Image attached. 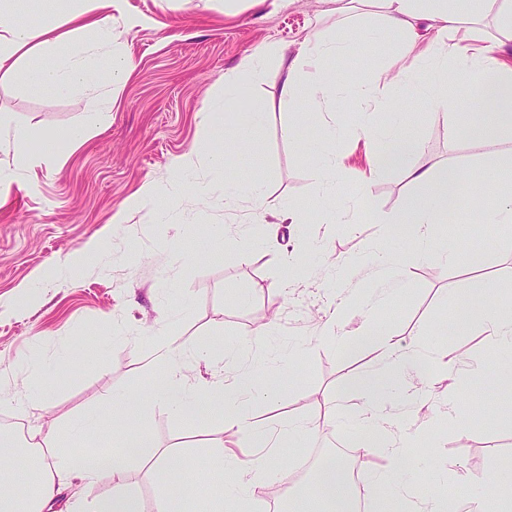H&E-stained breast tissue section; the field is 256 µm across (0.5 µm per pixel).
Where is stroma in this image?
I'll use <instances>...</instances> for the list:
<instances>
[{"mask_svg": "<svg viewBox=\"0 0 512 512\" xmlns=\"http://www.w3.org/2000/svg\"><path fill=\"white\" fill-rule=\"evenodd\" d=\"M112 15V48L133 66L124 84L62 95L0 75V114L34 133L22 149L0 135V168L18 176L0 200V432L24 439L31 427L52 421L64 429L96 400L144 389L155 336L175 333L192 344L221 346L248 342L265 324L264 344L246 366L257 381L281 383L274 401L252 406L257 427L275 417L315 420L334 399L345 400L336 425L284 443L282 460L296 465L311 449L338 444L355 450L358 468L373 465L369 449L377 439L358 429L359 402L345 394L372 366L374 352L316 345L313 320L328 313L332 295L387 292L388 281L367 258L379 237L388 252L411 260L409 285L381 305L379 327L392 341L419 346L421 363L409 379L427 388L417 416L393 410L391 429L410 434L428 418L435 433L407 452L400 481L422 490L445 483L468 496L477 491L469 477L512 472V394L488 382L508 361L480 325L465 332L447 326L458 307L485 304L487 281L499 283L502 301L512 300V224H482L461 209L454 223L437 225L438 237L460 247L483 240L466 267L419 253L409 238L381 235L379 216L425 188L403 168L367 182L370 147L358 132L366 117L343 101L335 112L345 134L338 192L348 216L326 232L319 213L327 191L310 149L322 136L323 117L282 96L280 59L269 52L276 46L296 54L318 29L351 33L352 53L327 60L326 70L341 87L377 84L395 70L393 35L366 36L346 15L329 12L326 0H122ZM257 50L267 53L260 77L225 97V75ZM379 99L368 118L416 136L421 148L412 165L439 174L460 166L465 198L481 194L492 205L512 195V136L471 140L464 134L468 112L430 106L411 84L380 86ZM95 103L103 124L81 141H65ZM258 108L264 125L229 174L260 182L268 206L294 207L307 218L282 232L272 249L253 222L252 200L225 211L209 150L211 140L244 128ZM48 132L59 136L55 152L36 168L24 167L22 151H41ZM200 182L211 183L209 195H196ZM148 184L164 194L178 189L182 207L151 215L129 208ZM119 212L123 222L113 223ZM247 219L253 222L248 255L230 244L213 247L212 230ZM282 280L287 290H277ZM437 355L458 360L456 403H449L448 381L431 362ZM63 361L69 372H61ZM30 397L45 411H22ZM142 427L197 474L223 439L217 419L193 424L161 406Z\"/></svg>", "mask_w": 512, "mask_h": 512, "instance_id": "1", "label": "stroma"}]
</instances>
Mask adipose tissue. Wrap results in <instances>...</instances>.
Masks as SVG:
<instances>
[{
  "label": "adipose tissue",
  "instance_id": "ef3b65f1",
  "mask_svg": "<svg viewBox=\"0 0 512 512\" xmlns=\"http://www.w3.org/2000/svg\"><path fill=\"white\" fill-rule=\"evenodd\" d=\"M115 0H64V24L31 26L18 17V0H0V72L18 77L21 82H35L59 92L92 88L98 74H105L110 84L121 83L132 69L131 62L112 53V6ZM380 10L366 11L362 18L377 29L396 37L395 50L401 69L399 78L420 85L429 102L453 109H472L473 120L468 135L484 141H495L504 130L512 131V65L499 59L500 49L512 44V0H377ZM484 10L495 11L497 22L489 45L472 46L467 25ZM429 56L449 51L456 57L457 78L478 86L477 100L448 99L438 95V86L447 84L446 68L433 71L431 83H423L413 61L418 48ZM352 48L350 36H316L301 46L298 55L285 68L281 93L294 97L305 92L315 111L328 112L334 105L332 79L324 70L329 57L347 54ZM53 55L44 65L39 55ZM362 135L373 143L371 177H380L393 167L407 168L412 182L426 185L424 194L403 199L389 219L385 230L414 238L428 251H438L444 262H458L454 243H439L431 230L442 223L457 196L460 168H450L444 177H436L431 169L410 165L419 149L417 138L403 128L375 129L363 126ZM492 304L476 313L458 310L460 328L480 323L487 336L499 343L506 354H512V309L495 304L497 283L486 285ZM376 303L340 299L329 317L319 322V342H336L349 312L361 316L360 333L367 346L376 352V362L360 374L352 391L361 403L360 426L382 436L374 454L379 462L360 473V482L370 490L375 512H387L389 490L401 467L405 448L411 447L409 435L387 433L389 405L401 401L410 406L422 403L423 392L409 384L405 376L416 363L417 355L410 348L390 342L375 326ZM192 348L176 336L157 342L149 355V364L156 376L141 392L123 394L100 401L93 414L74 422L71 435L89 437L102 424L111 423L119 432L121 444L111 453L87 457L63 448L55 430L38 432L28 440V447L37 451L30 457L26 475H13L0 481V512H43L63 494L73 481L90 485L108 481L111 497L98 500L76 499L69 512H140L137 498L128 491L130 473L142 463L156 467L162 484L155 497L152 512H184L195 497L196 477L173 461L168 450L157 447L140 429L141 419L153 408L165 406L180 418L219 416L228 439L225 447L213 449L214 471L223 479L227 495L213 500L210 512H242L246 503L255 501L261 480L274 477L285 482L290 470L275 457L244 459L239 449L277 447L283 439L295 438L311 430V423L276 418L265 431H258L250 418L251 406L259 400L275 396L276 391L252 384L248 374L227 379L217 377L199 381L197 364L191 359ZM479 493L468 499L464 512H506L512 507V475L497 474L479 477ZM321 501L325 512H351L349 474L338 462L318 468L306 486L298 504L307 512L310 500Z\"/></svg>",
  "mask_w": 512,
  "mask_h": 512
}]
</instances>
